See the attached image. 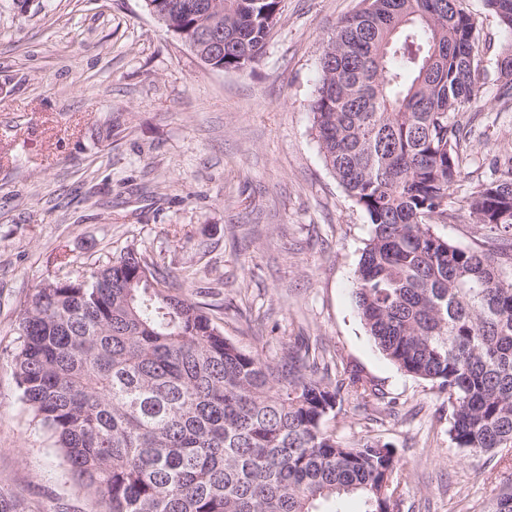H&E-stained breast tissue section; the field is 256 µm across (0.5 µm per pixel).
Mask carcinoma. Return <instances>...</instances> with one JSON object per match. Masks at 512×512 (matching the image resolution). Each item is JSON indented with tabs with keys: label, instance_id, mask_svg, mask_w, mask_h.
Returning a JSON list of instances; mask_svg holds the SVG:
<instances>
[{
	"label": "carcinoma",
	"instance_id": "obj_1",
	"mask_svg": "<svg viewBox=\"0 0 512 512\" xmlns=\"http://www.w3.org/2000/svg\"><path fill=\"white\" fill-rule=\"evenodd\" d=\"M512 33V0H484ZM166 28L188 31L209 0H161ZM282 0H224L209 28L224 68L246 71L280 22ZM477 24L460 0H370L328 36L310 102L326 166L366 214L370 235L354 303L376 348L448 395V435L492 457L512 449V156L465 200L477 247L434 233L462 177L458 113L481 99ZM495 98L512 102V48L497 55ZM166 256L131 245L81 278H54L17 317L11 364L21 402L99 512H318L354 496L397 512L396 449L344 445L327 427L336 378L287 352L272 365L224 336L187 297ZM487 512H512V487Z\"/></svg>",
	"mask_w": 512,
	"mask_h": 512
}]
</instances>
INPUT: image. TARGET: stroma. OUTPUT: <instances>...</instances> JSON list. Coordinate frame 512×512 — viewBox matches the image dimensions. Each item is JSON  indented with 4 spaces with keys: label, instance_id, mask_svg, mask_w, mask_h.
Instances as JSON below:
<instances>
[{
    "label": "stroma",
    "instance_id": "35a3bbf8",
    "mask_svg": "<svg viewBox=\"0 0 512 512\" xmlns=\"http://www.w3.org/2000/svg\"><path fill=\"white\" fill-rule=\"evenodd\" d=\"M260 61L216 70L144 0H0V493L16 512H93L49 434L18 399L10 364L18 310L46 279L77 278L133 245L165 252L184 289L246 352L324 347L371 381L344 399V444L370 436L401 460L400 512H483L512 463L448 435V396L386 360L353 302L370 227L326 167L309 100L325 41L362 0H283ZM477 21L483 112L464 174L433 231L474 247L463 202L512 154V104L496 100L498 51L512 45L483 0Z\"/></svg>",
    "mask_w": 512,
    "mask_h": 512
}]
</instances>
